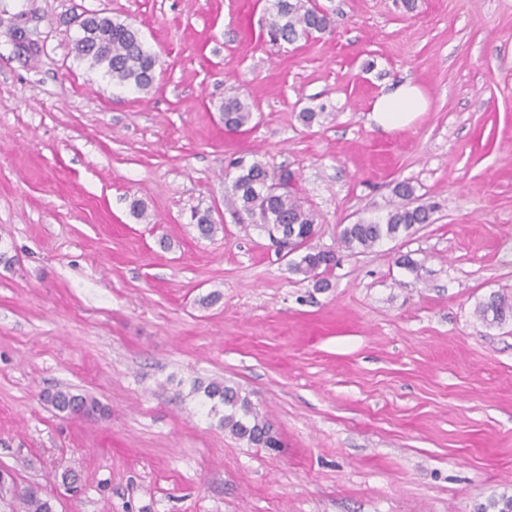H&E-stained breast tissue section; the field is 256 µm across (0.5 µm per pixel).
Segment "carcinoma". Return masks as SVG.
Masks as SVG:
<instances>
[{"mask_svg":"<svg viewBox=\"0 0 512 512\" xmlns=\"http://www.w3.org/2000/svg\"><path fill=\"white\" fill-rule=\"evenodd\" d=\"M331 27L329 15L314 0H272L265 19L267 41L272 45L293 44ZM76 57L91 68H99L118 85H132L139 90L151 88L156 80L157 56L148 50L138 28L112 17L103 18L74 40ZM220 110L224 128L240 132L253 117L251 106L239 97L224 100ZM233 175L224 178V203L237 215H246L251 223L267 233L281 248L294 247L299 260L289 262V270L321 286L322 275L335 266V251L314 244L316 214L305 207L295 179L284 180V174L269 169L258 160L242 156L231 165ZM400 202L382 218L346 224L340 232V248L360 254L386 240L411 236L418 227L432 223L434 207L414 204V188L400 182L393 188ZM477 315L488 323L501 324L512 318V300L493 293L479 303ZM204 395L214 401L211 410L224 406L220 427L253 447L274 448L278 441L272 424L258 410L243 389L227 381H211ZM56 411L71 417L85 418L92 409L103 415L106 408L96 399L70 390H56L44 396ZM7 501L9 512H53L51 499L33 487H20L17 482L0 487V501Z\"/></svg>","mask_w":512,"mask_h":512,"instance_id":"obj_1","label":"carcinoma"}]
</instances>
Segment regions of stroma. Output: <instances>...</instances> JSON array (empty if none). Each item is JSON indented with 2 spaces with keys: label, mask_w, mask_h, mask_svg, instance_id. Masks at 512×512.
Listing matches in <instances>:
<instances>
[{
  "label": "stroma",
  "mask_w": 512,
  "mask_h": 512,
  "mask_svg": "<svg viewBox=\"0 0 512 512\" xmlns=\"http://www.w3.org/2000/svg\"><path fill=\"white\" fill-rule=\"evenodd\" d=\"M316 2L332 31L273 46L265 0H0V467L55 512L512 496V321L476 315L512 297V0ZM96 12L140 30L152 88L76 59ZM406 81L427 108L382 130L372 105ZM232 96L253 107L247 131L224 128ZM241 155L294 173L321 248L385 215L400 181L434 221L341 252L314 287L225 207ZM213 380L249 393L277 450L220 428L196 389ZM57 389L106 415L66 417L43 399ZM477 315L483 322L501 324L512 318V300L493 293L487 301L479 303ZM491 316V319H490Z\"/></svg>",
  "instance_id": "35a3bbf8"
}]
</instances>
